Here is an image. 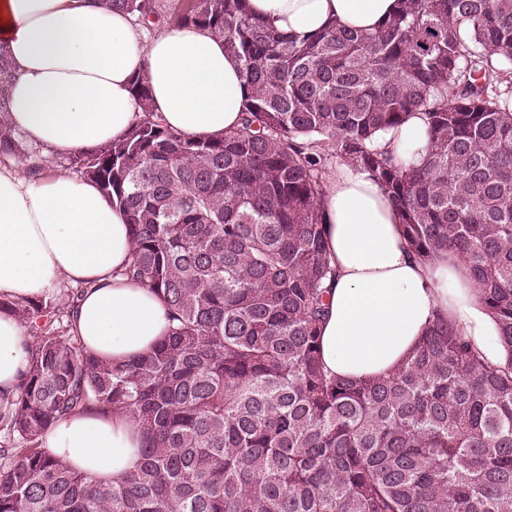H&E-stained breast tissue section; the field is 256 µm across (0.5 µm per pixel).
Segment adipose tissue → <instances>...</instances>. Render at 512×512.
Returning <instances> with one entry per match:
<instances>
[{"label": "adipose tissue", "instance_id": "obj_1", "mask_svg": "<svg viewBox=\"0 0 512 512\" xmlns=\"http://www.w3.org/2000/svg\"><path fill=\"white\" fill-rule=\"evenodd\" d=\"M252 14L288 34L328 25L375 30L399 0H248ZM0 50L12 77L5 120L26 144L65 157L123 139L143 117L131 79L143 73L152 108L171 131L207 139L240 121L244 90L223 40L179 23L146 35L135 18L96 0H0ZM326 247L336 276L320 329L326 372L368 380L397 368L444 314L491 362H505L496 319L463 261L423 263L411 253L399 211L380 185L340 165L324 186ZM133 245L123 213L98 186L27 161L0 165V298L46 297L63 281L82 286L72 331L115 364L150 351L171 325L168 309L124 276ZM27 330L0 312V390L15 388L28 361ZM142 431L126 414L61 421L42 446L80 473L108 482L137 469Z\"/></svg>", "mask_w": 512, "mask_h": 512}]
</instances>
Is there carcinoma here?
I'll use <instances>...</instances> for the list:
<instances>
[{
    "label": "carcinoma",
    "instance_id": "1",
    "mask_svg": "<svg viewBox=\"0 0 512 512\" xmlns=\"http://www.w3.org/2000/svg\"><path fill=\"white\" fill-rule=\"evenodd\" d=\"M99 2L167 16L165 0ZM177 22L240 63L239 126L171 131L141 74L144 119L68 163L124 213V274L172 326L114 366L63 321L77 291L0 301L35 339L0 392V512H512V356L487 360L439 315L386 377H330L319 361L334 159L381 185L419 259H463L512 352V0H401L373 32L288 35L247 0H181ZM4 74L0 51V158L30 153L3 119ZM415 115L419 164L376 140ZM90 409L142 429L140 467L113 483L41 448Z\"/></svg>",
    "mask_w": 512,
    "mask_h": 512
}]
</instances>
